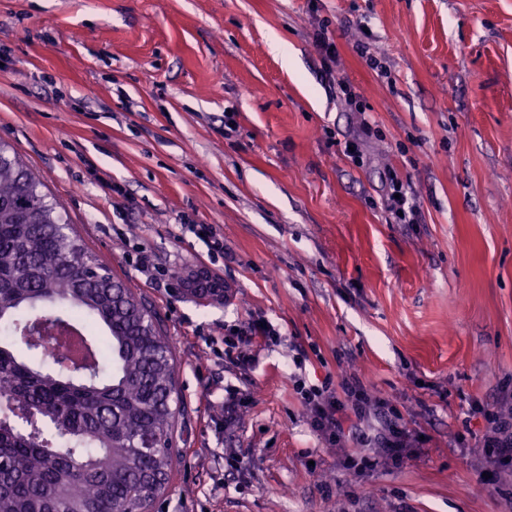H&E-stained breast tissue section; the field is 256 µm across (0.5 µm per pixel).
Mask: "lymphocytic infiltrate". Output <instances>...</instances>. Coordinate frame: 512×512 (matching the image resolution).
I'll list each match as a JSON object with an SVG mask.
<instances>
[{
	"label": "lymphocytic infiltrate",
	"instance_id": "1",
	"mask_svg": "<svg viewBox=\"0 0 512 512\" xmlns=\"http://www.w3.org/2000/svg\"><path fill=\"white\" fill-rule=\"evenodd\" d=\"M390 195L386 208L395 223L416 224L421 219L417 194L409 182L398 176L389 178ZM298 388L309 413L312 428L331 443L352 438L353 453L345 454L348 468L363 466L375 469L410 455L416 439L407 429L402 416L373 425L386 399L369 393L364 382L347 378L341 385L331 379L318 384L299 382ZM487 428L483 451L487 464L502 479H512V405L494 408L486 416Z\"/></svg>",
	"mask_w": 512,
	"mask_h": 512
}]
</instances>
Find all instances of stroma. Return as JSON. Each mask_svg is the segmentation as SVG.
Wrapping results in <instances>:
<instances>
[{
    "label": "stroma",
    "instance_id": "1",
    "mask_svg": "<svg viewBox=\"0 0 512 512\" xmlns=\"http://www.w3.org/2000/svg\"><path fill=\"white\" fill-rule=\"evenodd\" d=\"M0 141L170 340L178 456L149 512H512L476 452L512 400V0H0ZM393 172L420 223L385 209ZM258 321L278 341L225 345ZM353 374L417 455L355 471L312 431L296 380Z\"/></svg>",
    "mask_w": 512,
    "mask_h": 512
}]
</instances>
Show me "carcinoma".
<instances>
[{"instance_id": "1", "label": "carcinoma", "mask_w": 512, "mask_h": 512, "mask_svg": "<svg viewBox=\"0 0 512 512\" xmlns=\"http://www.w3.org/2000/svg\"><path fill=\"white\" fill-rule=\"evenodd\" d=\"M44 188L0 142V399L35 412L0 421V512H145L173 469V351ZM50 325L104 334L87 365L45 372L15 345L54 361Z\"/></svg>"}]
</instances>
